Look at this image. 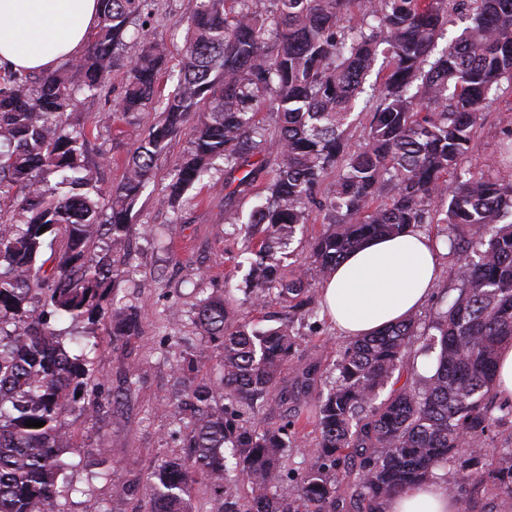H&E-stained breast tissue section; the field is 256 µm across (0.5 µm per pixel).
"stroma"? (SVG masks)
I'll list each match as a JSON object with an SVG mask.
<instances>
[{"mask_svg":"<svg viewBox=\"0 0 512 512\" xmlns=\"http://www.w3.org/2000/svg\"><path fill=\"white\" fill-rule=\"evenodd\" d=\"M155 34L167 45L168 68H176L185 47L187 0H156ZM117 89L95 98H79L69 120L89 130L88 159L95 164L103 188L116 186L125 174V162L138 146L156 114L146 111L108 127L103 117L111 112ZM512 133V87L502 86L497 100L484 113L477 131L478 146L466 164L480 171L499 155ZM189 147L188 135L173 139L168 152L157 163L154 175L133 209L132 229L121 249L109 239H95L93 258H106L120 274L109 284L107 299L140 308L143 320L136 336L113 339L108 321L84 322L78 329L96 336L98 347L89 353L92 374L102 383L100 405L93 411H75L65 417L71 437L68 456L73 467L68 479L74 491L70 512H87L89 505H102L105 512H144L151 489L148 472L163 460L188 455L186 435L189 417L179 410L189 379L213 381L218 376L220 349L209 347L208 359L200 362L193 377L180 370V355L204 344L192 320L198 300L231 292L242 300L246 263L244 222L257 204L254 196L226 198L224 172L212 173L213 187L202 188L201 202L173 211L162 200L168 192L174 161ZM237 212L240 225L225 223L226 211ZM421 232L439 249L438 277L422 319H433L445 310L453 295L452 267L442 226L424 224ZM299 361L318 365L324 381H332L333 365L345 337L325 315L297 323ZM298 361V362H299ZM137 370L141 383L129 387L130 370ZM296 448L272 482L273 490L291 497L298 476L311 465L308 450L318 436L315 423L299 421L294 427ZM126 493H119V486Z\"/></svg>","mask_w":512,"mask_h":512,"instance_id":"stroma-1","label":"stroma"}]
</instances>
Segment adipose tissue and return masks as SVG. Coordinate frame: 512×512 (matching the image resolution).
<instances>
[{
	"mask_svg": "<svg viewBox=\"0 0 512 512\" xmlns=\"http://www.w3.org/2000/svg\"><path fill=\"white\" fill-rule=\"evenodd\" d=\"M97 0H0V69L40 73L80 55L99 23ZM433 240L407 228L349 253L325 282L322 302L339 332L371 335L417 313L435 286ZM445 486L414 487L388 512H460Z\"/></svg>",
	"mask_w": 512,
	"mask_h": 512,
	"instance_id": "adipose-tissue-1",
	"label": "adipose tissue"
}]
</instances>
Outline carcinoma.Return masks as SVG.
<instances>
[{"label":"carcinoma","mask_w":512,"mask_h":512,"mask_svg":"<svg viewBox=\"0 0 512 512\" xmlns=\"http://www.w3.org/2000/svg\"><path fill=\"white\" fill-rule=\"evenodd\" d=\"M98 2L100 23L79 57L44 73L0 75V190L17 207L9 218L0 212V512H68L63 417L94 403L86 351L96 343L79 336L68 346L52 322L109 318L113 337L139 333L136 307L101 305L114 266L87 252L104 233L124 245L157 161L185 130L189 148L163 203L191 206L188 191L224 161L229 195L262 199L249 217L257 250L247 292L276 293L288 314L261 327L237 318L227 293L199 300L194 321L221 348L219 387L190 384L193 452L147 475V512H198L199 477L220 512H387L391 499L443 469L453 470L446 488L461 502H512V437L497 443L512 400L495 389L499 351L512 344V180L495 171L512 164V139L487 169L461 166L483 111L512 84V0H273L267 17L255 0H188L190 39L165 97L166 48L145 28L155 0ZM457 12L472 25L434 54ZM121 51L127 64L108 119L148 108L158 119L106 191L87 158L88 133L64 116L78 96L102 92ZM377 63L355 145L354 112ZM261 102L278 117L272 129L258 118ZM314 208L326 214L310 253L320 279L368 239L436 222L457 258V295L428 323L413 315L345 344L331 385L312 398L314 462L281 499L270 485L292 422L264 426L261 415L288 400L281 369L296 351L294 320L316 311L307 271L285 273L277 253ZM60 229L66 245L57 251ZM416 346L435 354L432 373L414 369L409 385L381 398ZM490 452L499 464L487 473Z\"/></svg>","instance_id":"carcinoma-1"}]
</instances>
